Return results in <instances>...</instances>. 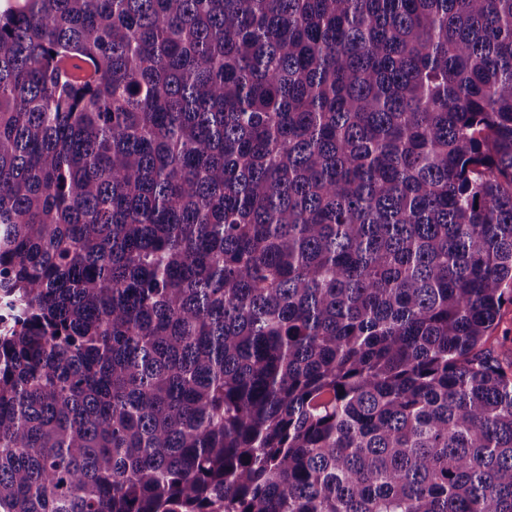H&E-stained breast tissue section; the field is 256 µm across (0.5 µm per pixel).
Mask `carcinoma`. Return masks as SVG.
<instances>
[{
	"label": "carcinoma",
	"mask_w": 512,
	"mask_h": 512,
	"mask_svg": "<svg viewBox=\"0 0 512 512\" xmlns=\"http://www.w3.org/2000/svg\"><path fill=\"white\" fill-rule=\"evenodd\" d=\"M0 276V512H512V0H0ZM6 289H0V334L2 336L8 335L13 329L16 313L15 298Z\"/></svg>",
	"instance_id": "cac0c4a2"
}]
</instances>
